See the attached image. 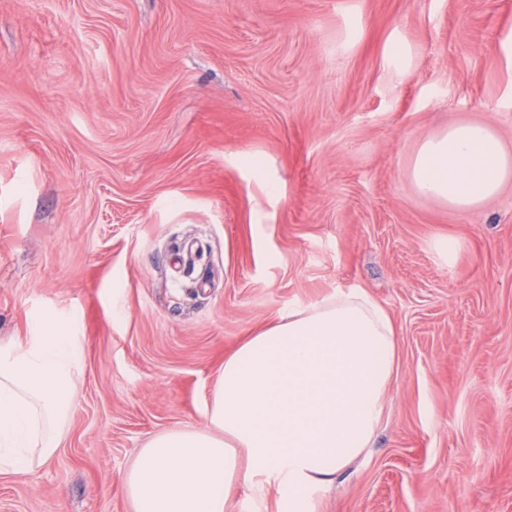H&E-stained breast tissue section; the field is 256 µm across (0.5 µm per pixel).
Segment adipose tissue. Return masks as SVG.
Listing matches in <instances>:
<instances>
[{
	"label": "adipose tissue",
	"instance_id": "1",
	"mask_svg": "<svg viewBox=\"0 0 512 512\" xmlns=\"http://www.w3.org/2000/svg\"><path fill=\"white\" fill-rule=\"evenodd\" d=\"M412 177L419 194L464 211L512 177V156L488 126L452 125L423 141ZM79 362L77 342L51 325L0 342V475L56 453ZM397 366L392 320L364 290L289 311L225 358L207 429L163 431L138 449L123 477L134 512H229L238 486L310 512L313 493L369 448Z\"/></svg>",
	"mask_w": 512,
	"mask_h": 512
}]
</instances>
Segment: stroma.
<instances>
[{"mask_svg":"<svg viewBox=\"0 0 512 512\" xmlns=\"http://www.w3.org/2000/svg\"><path fill=\"white\" fill-rule=\"evenodd\" d=\"M470 121L512 149V0H0V340L82 351L0 512H133L131 458L206 428L225 357L351 287L398 368L312 512H512V182L457 211L410 176Z\"/></svg>","mask_w":512,"mask_h":512,"instance_id":"stroma-1","label":"stroma"}]
</instances>
